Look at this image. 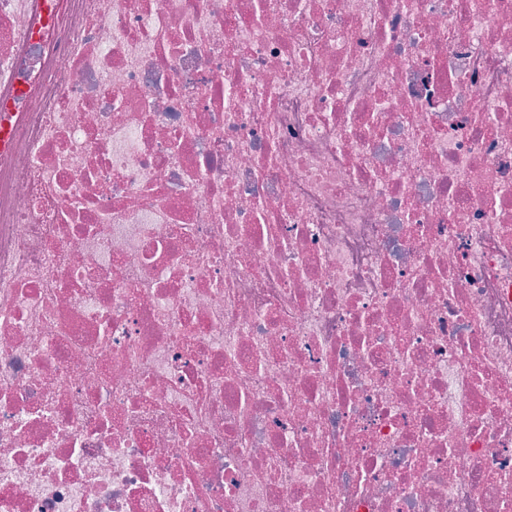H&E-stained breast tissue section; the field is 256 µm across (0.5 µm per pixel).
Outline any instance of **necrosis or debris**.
<instances>
[{
	"instance_id": "1",
	"label": "necrosis or debris",
	"mask_w": 512,
	"mask_h": 512,
	"mask_svg": "<svg viewBox=\"0 0 512 512\" xmlns=\"http://www.w3.org/2000/svg\"><path fill=\"white\" fill-rule=\"evenodd\" d=\"M0 512H512V0H0Z\"/></svg>"
}]
</instances>
